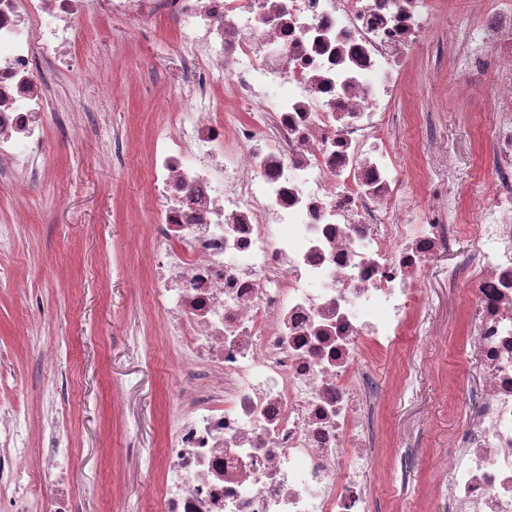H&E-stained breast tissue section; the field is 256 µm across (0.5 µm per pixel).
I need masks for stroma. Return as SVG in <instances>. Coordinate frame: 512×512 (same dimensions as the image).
Masks as SVG:
<instances>
[{
  "label": "stroma",
  "mask_w": 512,
  "mask_h": 512,
  "mask_svg": "<svg viewBox=\"0 0 512 512\" xmlns=\"http://www.w3.org/2000/svg\"><path fill=\"white\" fill-rule=\"evenodd\" d=\"M79 29H96L108 46L79 44L88 66L103 65L100 85L78 86L75 76L56 79V109L77 99L90 101L103 125L122 133L128 161L119 167L102 161L103 141L67 137L56 120L48 129L55 152L16 211L9 184L0 182V218L14 222L9 251L0 253V343L13 347L15 393L25 406L24 436L41 444L38 422L48 408L47 375L63 381L61 403L73 430L72 489L84 512H156L161 488V446L165 425L184 405L177 361L162 333L163 318L147 303L148 239L129 235L131 226L149 224L142 208L146 153L154 126L173 113L156 83L166 77L189 81L174 48V24L157 22L152 44L135 31L97 16L81 18ZM399 104L410 113L441 112L437 139L456 154L464 177L448 184L465 200L475 182L490 177L485 130L491 104L463 105L455 96L457 77L436 60L433 45L419 54L404 78ZM452 257L440 254L430 265L426 314L442 330L432 342L409 339L399 355L381 356L369 367L383 393L378 409L377 512H442L435 486L448 439L461 427L464 409L482 381L472 354L469 306L477 287L470 281L449 287L441 270ZM24 281L25 293L15 291ZM55 354L51 373L39 361ZM414 367L416 393L400 395L396 376ZM416 454L412 487L397 495L391 460L405 442ZM121 482L125 498H109L111 481Z\"/></svg>",
  "instance_id": "obj_1"
}]
</instances>
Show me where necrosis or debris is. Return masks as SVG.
Segmentation results:
<instances>
[{
  "instance_id": "4bbe7bcc",
  "label": "necrosis or debris",
  "mask_w": 512,
  "mask_h": 512,
  "mask_svg": "<svg viewBox=\"0 0 512 512\" xmlns=\"http://www.w3.org/2000/svg\"><path fill=\"white\" fill-rule=\"evenodd\" d=\"M449 57L463 97L490 96L493 179L473 193L469 249L448 281L478 288L471 347L483 384L448 444L444 512H512V0H472ZM150 34L171 19L190 83L147 160V300L166 319L188 407L162 444L158 512H376L370 352L429 338L426 272L462 209L455 156L404 166L403 77L432 43L428 0H0V177L40 176L52 151L51 76L80 72L76 21ZM433 44V43H432ZM254 105L250 115L223 100ZM270 126L274 137L260 135ZM427 187L432 208L414 195ZM0 350V512H83L63 413L26 447ZM50 492L36 494L39 482Z\"/></svg>"
}]
</instances>
